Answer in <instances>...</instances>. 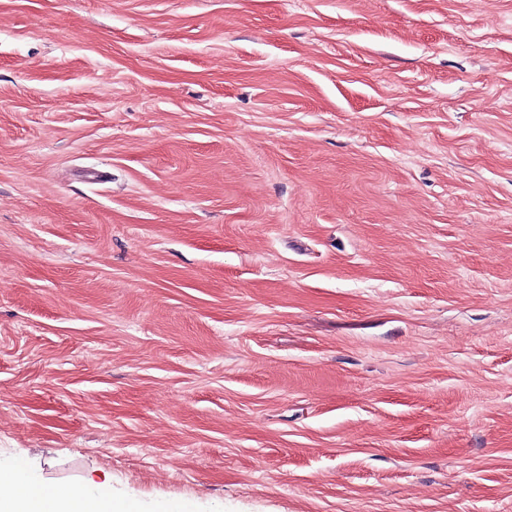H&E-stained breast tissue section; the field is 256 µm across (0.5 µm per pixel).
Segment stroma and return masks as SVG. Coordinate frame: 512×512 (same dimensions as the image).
Returning <instances> with one entry per match:
<instances>
[{"mask_svg":"<svg viewBox=\"0 0 512 512\" xmlns=\"http://www.w3.org/2000/svg\"><path fill=\"white\" fill-rule=\"evenodd\" d=\"M13 463L512 512V0H0Z\"/></svg>","mask_w":512,"mask_h":512,"instance_id":"35a3bbf8","label":"stroma"}]
</instances>
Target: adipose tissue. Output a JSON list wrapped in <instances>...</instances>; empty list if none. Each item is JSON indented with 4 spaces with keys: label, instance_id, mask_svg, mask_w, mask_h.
<instances>
[{
    "label": "adipose tissue",
    "instance_id": "1",
    "mask_svg": "<svg viewBox=\"0 0 512 512\" xmlns=\"http://www.w3.org/2000/svg\"><path fill=\"white\" fill-rule=\"evenodd\" d=\"M0 512H135V507L93 482L47 495L21 468L9 466L0 468Z\"/></svg>",
    "mask_w": 512,
    "mask_h": 512
}]
</instances>
